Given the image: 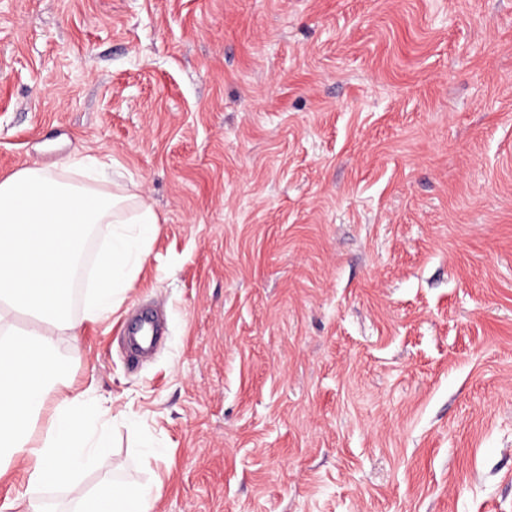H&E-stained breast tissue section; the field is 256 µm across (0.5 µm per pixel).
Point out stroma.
I'll return each mask as SVG.
<instances>
[{"mask_svg":"<svg viewBox=\"0 0 512 512\" xmlns=\"http://www.w3.org/2000/svg\"><path fill=\"white\" fill-rule=\"evenodd\" d=\"M77 153L159 224L54 401L153 512H512V0H0V177Z\"/></svg>","mask_w":512,"mask_h":512,"instance_id":"1","label":"stroma"}]
</instances>
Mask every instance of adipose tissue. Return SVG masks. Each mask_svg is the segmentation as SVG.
<instances>
[{
  "mask_svg": "<svg viewBox=\"0 0 512 512\" xmlns=\"http://www.w3.org/2000/svg\"><path fill=\"white\" fill-rule=\"evenodd\" d=\"M157 222L152 206L92 155H73L52 168L33 163L0 179V473L23 461L35 486L101 472L79 512H152L159 496L157 486L110 477L107 434L85 425L87 394L53 402L68 383L58 337L77 335L84 320L112 312L148 255ZM102 225L111 233L93 273V298L83 316L69 315L88 230ZM16 311L40 320L41 328L6 327L7 314Z\"/></svg>",
  "mask_w": 512,
  "mask_h": 512,
  "instance_id": "1",
  "label": "adipose tissue"
}]
</instances>
